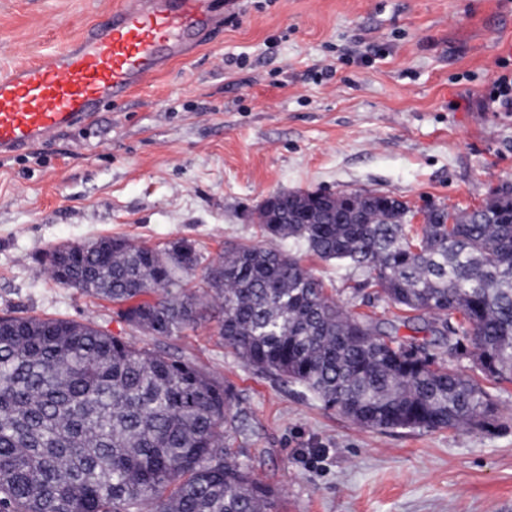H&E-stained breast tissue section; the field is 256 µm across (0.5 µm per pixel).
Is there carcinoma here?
<instances>
[{
    "label": "carcinoma",
    "mask_w": 512,
    "mask_h": 512,
    "mask_svg": "<svg viewBox=\"0 0 512 512\" xmlns=\"http://www.w3.org/2000/svg\"><path fill=\"white\" fill-rule=\"evenodd\" d=\"M409 207L379 192L277 193L260 206L267 245L210 268L218 335L254 371L303 385L379 432L479 428L497 410L475 379L355 317L275 242L293 239L366 275L391 303L512 383V187L468 213ZM65 276L123 309L127 325L179 336L204 303L183 289L192 241L162 250L104 237L62 245ZM237 398L189 360L91 323L0 319V512H274L276 493L224 442Z\"/></svg>",
    "instance_id": "obj_1"
}]
</instances>
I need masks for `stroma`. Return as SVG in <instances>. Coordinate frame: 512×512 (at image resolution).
I'll use <instances>...</instances> for the list:
<instances>
[{
    "label": "stroma",
    "mask_w": 512,
    "mask_h": 512,
    "mask_svg": "<svg viewBox=\"0 0 512 512\" xmlns=\"http://www.w3.org/2000/svg\"><path fill=\"white\" fill-rule=\"evenodd\" d=\"M119 0H0V73L64 50ZM512 78V0H235L224 27L93 119L0 156V317L91 322L192 360L244 413L229 446L281 512H512V384L481 429L363 428L302 385L246 367L215 304L181 336L128 327L112 303L58 284L52 248L122 237L194 241L187 293L225 250L264 243L257 210L293 191H381L415 212L481 206L512 186V111H481ZM354 314L399 309L363 274L284 242ZM400 342L472 377L444 338Z\"/></svg>",
    "instance_id": "35a3bbf8"
}]
</instances>
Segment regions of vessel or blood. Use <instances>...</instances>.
I'll list each match as a JSON object with an SVG mask.
<instances>
[{
  "mask_svg": "<svg viewBox=\"0 0 512 512\" xmlns=\"http://www.w3.org/2000/svg\"><path fill=\"white\" fill-rule=\"evenodd\" d=\"M216 28L210 0H121L65 50L0 74V155L92 119Z\"/></svg>",
  "mask_w": 512,
  "mask_h": 512,
  "instance_id": "vessel-or-blood-1",
  "label": "vessel or blood"
}]
</instances>
